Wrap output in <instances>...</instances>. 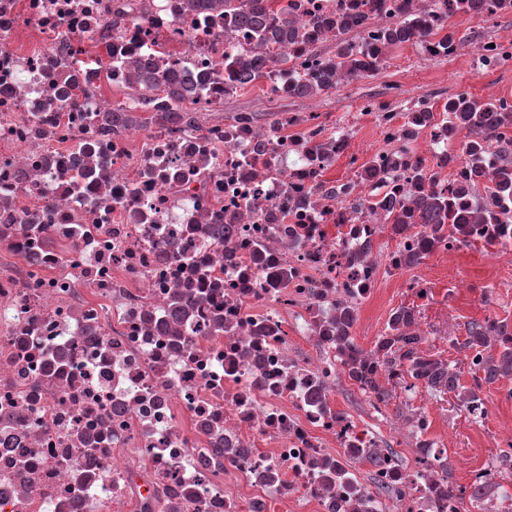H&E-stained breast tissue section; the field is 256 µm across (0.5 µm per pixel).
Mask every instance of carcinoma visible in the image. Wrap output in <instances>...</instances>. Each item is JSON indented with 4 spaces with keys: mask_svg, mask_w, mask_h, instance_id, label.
Masks as SVG:
<instances>
[{
    "mask_svg": "<svg viewBox=\"0 0 512 512\" xmlns=\"http://www.w3.org/2000/svg\"><path fill=\"white\" fill-rule=\"evenodd\" d=\"M254 2L256 5L248 13L239 16L234 0H189L194 8L213 4L231 15L239 16L240 23L256 34L263 45L281 46L296 39V34L288 26V6L275 8V0H267L266 6L260 4V0ZM349 66L356 75L362 76L377 70L381 62L374 58V54L367 52L361 58L350 60ZM190 95V88L178 79L161 82L152 71L146 70L132 87L127 110L147 109L156 113L162 121L181 122L191 127L195 118L190 110L184 108ZM443 111L448 113L452 122L482 125L496 111V106L491 101L481 103L462 91L444 105ZM467 214V207L458 200L435 195L419 208L416 221L430 225L432 234L438 236L446 227L453 232L459 231L467 223ZM352 323L351 314L341 311L338 340L347 350L345 365L349 378L383 403L392 397V388L380 384L381 372L391 374L400 370L417 387L465 395L463 407L476 417L480 409L477 390L481 389L482 384H492L501 377H512V331L507 324L494 317L470 321L466 328L467 337L459 343L461 349L468 351L465 359L470 361L469 371L473 377V385L469 388L460 384L461 371L423 349L426 337L417 331L414 309L404 306L396 309L389 318L384 334L368 351L360 348L349 336ZM380 367L383 368L381 372L378 371ZM383 452L393 454L390 448H355L348 454L358 462L371 463ZM419 452L418 464L422 468L446 467L443 452L434 448H421Z\"/></svg>",
    "mask_w": 512,
    "mask_h": 512,
    "instance_id": "carcinoma-1",
    "label": "carcinoma"
}]
</instances>
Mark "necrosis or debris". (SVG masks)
<instances>
[{"instance_id": "obj_1", "label": "necrosis or debris", "mask_w": 512, "mask_h": 512, "mask_svg": "<svg viewBox=\"0 0 512 512\" xmlns=\"http://www.w3.org/2000/svg\"><path fill=\"white\" fill-rule=\"evenodd\" d=\"M511 14L512 0H288L299 41L267 54L186 0H0V512H463L386 456L373 473L387 506L337 479L346 449L436 442L415 435L424 408L385 438L337 408L336 315L390 282L427 301L413 254L490 235L512 254L496 143L400 85L339 121L313 92L267 123L192 128L124 125L103 86L149 67L217 112L230 56L261 60L282 99L326 70L343 88L344 47L386 58L389 32L416 20L420 58L512 73V31L456 29ZM460 185L463 232L435 241L412 223L387 238Z\"/></svg>"}]
</instances>
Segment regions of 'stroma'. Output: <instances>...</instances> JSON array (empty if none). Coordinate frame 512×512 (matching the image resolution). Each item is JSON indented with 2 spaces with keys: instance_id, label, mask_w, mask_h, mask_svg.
Returning <instances> with one entry per match:
<instances>
[{
  "instance_id": "1",
  "label": "stroma",
  "mask_w": 512,
  "mask_h": 512,
  "mask_svg": "<svg viewBox=\"0 0 512 512\" xmlns=\"http://www.w3.org/2000/svg\"><path fill=\"white\" fill-rule=\"evenodd\" d=\"M398 81L409 91H425L438 97L464 90L483 100L491 88L512 92L511 73L484 75L460 58L423 61L408 45L393 50L380 70L346 93L324 97L321 109L335 115L355 111L359 98L386 95L389 85ZM280 108L279 100L257 81L242 88L224 110L265 117ZM420 272L434 284L430 299L418 302L396 284L381 289L358 316L353 338L360 348L373 347L390 312L402 305L415 308L420 329L428 338L427 350L454 366L462 363L463 354L455 342L465 338L469 321L491 315L512 325V257H501L494 246L470 243L452 260L427 261ZM419 397L433 414L434 436L446 445L449 484H466L478 465L499 466L500 441L505 429L512 427V377L484 386L480 397L485 414L477 420L458 407L454 394L443 395L424 388Z\"/></svg>"
}]
</instances>
